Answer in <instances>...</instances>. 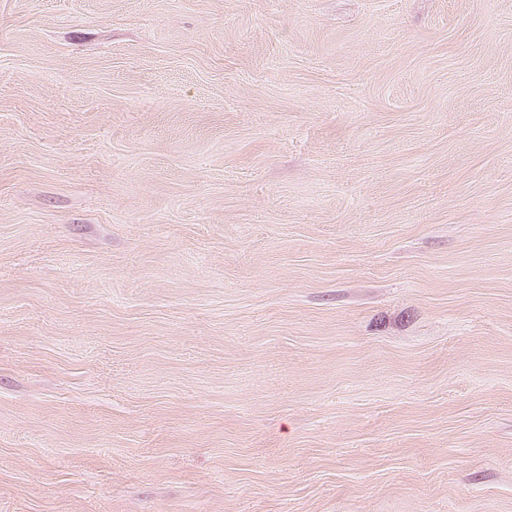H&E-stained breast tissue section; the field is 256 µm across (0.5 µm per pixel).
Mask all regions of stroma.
<instances>
[{
  "instance_id": "stroma-1",
  "label": "stroma",
  "mask_w": 512,
  "mask_h": 512,
  "mask_svg": "<svg viewBox=\"0 0 512 512\" xmlns=\"http://www.w3.org/2000/svg\"><path fill=\"white\" fill-rule=\"evenodd\" d=\"M0 512H512V0H0Z\"/></svg>"
}]
</instances>
